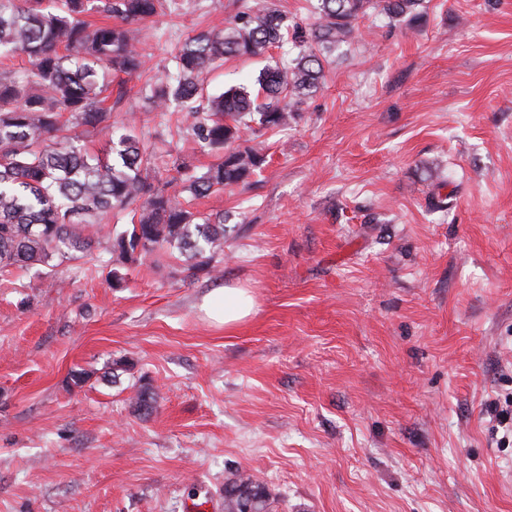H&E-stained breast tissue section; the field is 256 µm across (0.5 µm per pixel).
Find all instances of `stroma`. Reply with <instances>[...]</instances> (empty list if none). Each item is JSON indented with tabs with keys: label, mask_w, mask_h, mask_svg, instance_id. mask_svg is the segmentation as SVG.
I'll return each mask as SVG.
<instances>
[{
	"label": "stroma",
	"mask_w": 512,
	"mask_h": 512,
	"mask_svg": "<svg viewBox=\"0 0 512 512\" xmlns=\"http://www.w3.org/2000/svg\"><path fill=\"white\" fill-rule=\"evenodd\" d=\"M242 3L132 28L148 61L112 120L163 142L165 177L215 156L149 87ZM260 140L259 172L193 203L224 214L221 277L162 250L115 288L101 247L0 273V512H186L238 471L272 512H512V432L488 409L512 397V0L370 12ZM226 285L255 303L230 330L200 310Z\"/></svg>",
	"instance_id": "35a3bbf8"
}]
</instances>
